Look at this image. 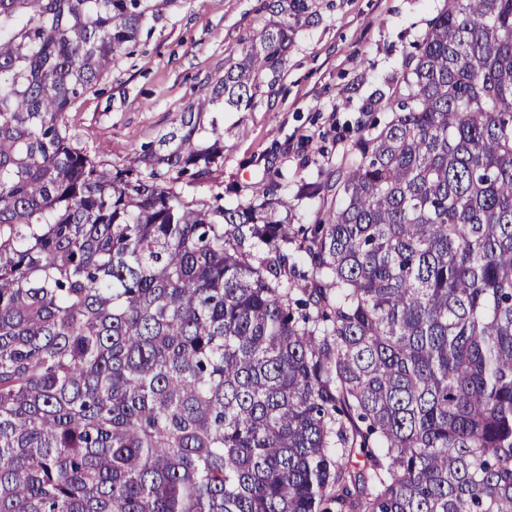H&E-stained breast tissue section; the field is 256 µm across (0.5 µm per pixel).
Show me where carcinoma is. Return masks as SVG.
<instances>
[{
	"label": "carcinoma",
	"instance_id": "cac0c4a2",
	"mask_svg": "<svg viewBox=\"0 0 512 512\" xmlns=\"http://www.w3.org/2000/svg\"><path fill=\"white\" fill-rule=\"evenodd\" d=\"M169 2L0 0V512H512V0H443L336 177L235 206L224 112L312 4L105 160L67 114Z\"/></svg>",
	"mask_w": 512,
	"mask_h": 512
}]
</instances>
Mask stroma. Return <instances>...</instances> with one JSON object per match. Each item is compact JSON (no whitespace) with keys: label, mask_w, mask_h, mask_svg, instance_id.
<instances>
[{"label":"stroma","mask_w":512,"mask_h":512,"mask_svg":"<svg viewBox=\"0 0 512 512\" xmlns=\"http://www.w3.org/2000/svg\"><path fill=\"white\" fill-rule=\"evenodd\" d=\"M265 0H175L131 54L69 114L83 146L130 152L169 129L190 102L205 97L242 40L270 20ZM441 0H314L312 21L297 33L280 78L263 84L247 111L224 115L220 182L260 181L270 164L292 190L332 172L342 150L336 130L397 73ZM311 163L301 167L299 149Z\"/></svg>","instance_id":"obj_1"}]
</instances>
